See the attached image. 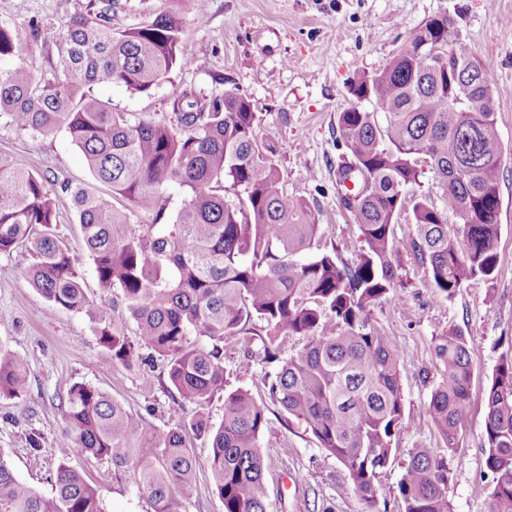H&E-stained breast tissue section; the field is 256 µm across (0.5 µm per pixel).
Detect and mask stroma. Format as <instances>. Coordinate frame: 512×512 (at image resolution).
<instances>
[{
	"mask_svg": "<svg viewBox=\"0 0 512 512\" xmlns=\"http://www.w3.org/2000/svg\"><path fill=\"white\" fill-rule=\"evenodd\" d=\"M167 9L178 10L191 58L146 94L119 86L96 87L115 111L177 122V100L191 88L201 97L236 90L262 117L261 131L279 145L289 194L304 198L325 230L320 246L353 260L359 232L336 194V163L345 147L337 116L354 103L350 82L382 68L428 17H450L460 37L488 66L503 146L498 214L499 263L493 283L467 282L453 298L439 295L414 257V225L395 226L399 252V300L381 299L371 309L398 355L404 418L395 436L396 460L378 479L379 512H403L399 482L415 448H437L428 405L441 380L433 353L435 336L451 327L469 340L475 369L469 422L461 434L448 488L450 512H491L492 476L485 466V390L502 354L512 352V0H119L116 28L134 27ZM203 22H196V14ZM62 23L59 0H0V25L18 37L13 64L40 76L50 70L49 46ZM0 153L24 160L47 175L59 200L57 231L70 248L89 295L100 289L63 182L90 189L92 177L81 151L66 133L37 136L0 118ZM0 352L22 357L30 373L19 399L0 398V450L18 478L50 494L57 441L65 427L60 398L82 382L107 392L147 423L172 426L181 404L162 360L126 367L102 347L92 322L52 305L31 287L14 258L0 255ZM268 366L261 340H224L228 389L241 388L266 406L261 438L268 490L267 512H366L351 490L346 468L322 450L303 424L288 418L262 384ZM39 451H32V444ZM201 463L185 499L186 512H224L205 465L209 445L193 440ZM69 464L98 488L107 512H151L129 478L78 451Z\"/></svg>",
	"mask_w": 512,
	"mask_h": 512,
	"instance_id": "obj_1",
	"label": "stroma"
}]
</instances>
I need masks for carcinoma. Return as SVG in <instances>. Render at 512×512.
I'll return each mask as SVG.
<instances>
[{"instance_id":"carcinoma-1","label":"carcinoma","mask_w":512,"mask_h":512,"mask_svg":"<svg viewBox=\"0 0 512 512\" xmlns=\"http://www.w3.org/2000/svg\"><path fill=\"white\" fill-rule=\"evenodd\" d=\"M60 0L62 31L50 76L37 81L7 64L14 34L0 26V113L38 136L65 132L106 193L66 182L102 295L91 297L63 239L46 179L17 157L0 154V254L20 258L33 288L49 303L83 313L99 343L128 367L139 360L125 323L102 314L106 296L122 295L138 344L167 361L180 398L199 407L224 395V419L175 412L176 423L149 432L144 419L106 392L75 383L63 401L66 426L58 464L44 496L20 480L0 451V512H106L98 489L67 464L78 449L115 475L129 476L151 512H182L199 464L191 439L210 444L207 466L224 512H267L260 439L265 410L246 390L226 391L227 336H302L287 358L263 346L276 364L263 384L271 398L304 423L321 449L348 470L353 492L372 510L376 481L394 460L403 419L398 357L371 316L382 298L399 296L395 224L415 225L413 250L445 298L464 284L494 280L502 144L488 65L462 41L451 19L433 16L350 94L340 112L345 153L336 165L337 194L357 225L361 248L348 263L336 252L310 253L322 225L309 203L288 193L277 143L260 134L261 116L234 90L208 100L183 92L177 125L134 119L94 93L118 85L148 93L189 62L180 15L167 10L126 29L112 28L115 0H88L72 13ZM443 190L408 197L424 170ZM352 179L355 187L344 186ZM183 195L163 224L164 194ZM123 198L129 211L114 201ZM133 212L152 214L141 231ZM454 221H448V216ZM206 336L209 349L191 336ZM441 382L429 415L443 447L416 448L399 483L403 512H450L454 453L468 421L474 378L468 337L450 328L434 338ZM26 362L0 354V397L21 398ZM485 465L492 474L491 512H512V354L501 357L487 385Z\"/></svg>"}]
</instances>
